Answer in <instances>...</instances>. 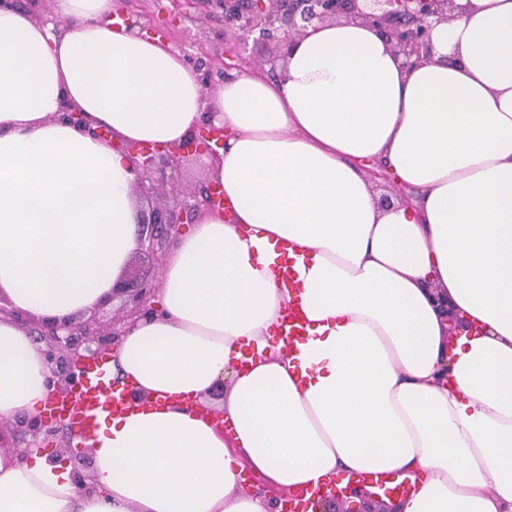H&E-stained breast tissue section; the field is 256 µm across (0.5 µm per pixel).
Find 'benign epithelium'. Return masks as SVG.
I'll use <instances>...</instances> for the list:
<instances>
[{"mask_svg":"<svg viewBox=\"0 0 512 512\" xmlns=\"http://www.w3.org/2000/svg\"><path fill=\"white\" fill-rule=\"evenodd\" d=\"M224 9V29L247 43L253 35L264 42L289 45L314 23L341 19L356 20L380 32L391 43L406 68L419 66L433 57L431 30L437 23L453 17L455 0H219ZM138 174L137 185L155 189L163 177L159 161L162 153L139 144L124 147ZM213 186L186 192L172 189L171 200L162 206L151 205L139 221V250L163 254L183 224L193 222L199 205L212 203ZM189 194L200 197L191 205L182 199ZM151 289L142 287L133 295V306L118 318L102 322L91 316L77 322L38 327L45 342L43 355L49 369L47 383L58 397L73 399L83 388L87 376L109 352L117 349L122 336L135 322L153 313ZM31 437L34 445L53 443L63 429L60 419L41 417L18 419L0 425Z\"/></svg>","mask_w":512,"mask_h":512,"instance_id":"1","label":"benign epithelium"}]
</instances>
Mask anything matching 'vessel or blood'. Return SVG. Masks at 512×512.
<instances>
[{"label":"vessel or blood","instance_id":"vessel-or-blood-1","mask_svg":"<svg viewBox=\"0 0 512 512\" xmlns=\"http://www.w3.org/2000/svg\"><path fill=\"white\" fill-rule=\"evenodd\" d=\"M116 392L107 366H97L90 375L88 386L72 402L68 412L67 420L75 427L77 435H86L95 427L99 412ZM359 486L371 488L374 493L386 497L398 498L407 495L413 483L411 477L397 473H345L292 494L288 499V512H313L316 502L322 500L343 502L347 494Z\"/></svg>","mask_w":512,"mask_h":512}]
</instances>
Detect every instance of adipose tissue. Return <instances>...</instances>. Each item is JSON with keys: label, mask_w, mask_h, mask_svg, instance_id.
<instances>
[{"label": "adipose tissue", "mask_w": 512, "mask_h": 512, "mask_svg": "<svg viewBox=\"0 0 512 512\" xmlns=\"http://www.w3.org/2000/svg\"><path fill=\"white\" fill-rule=\"evenodd\" d=\"M456 2L415 68L342 21L297 38L275 78L211 91L115 0H55L53 23L0 5V422L52 395L18 316L88 314L136 251L116 143L174 155L222 131L201 161L226 202L176 235L160 316L109 363L131 406L98 416L86 483L0 451V512H268L247 470L285 491L398 471L417 485L395 512H512V0ZM68 106L111 142L59 120ZM379 160L411 203L380 207L363 170ZM296 300L295 297L288 303V312L286 314L285 325L289 326L288 331L285 333L288 349L290 350L291 346L295 341L300 340L301 333L304 332V327L302 326V321L300 319L299 313V302H293Z\"/></svg>", "instance_id": "1"}]
</instances>
